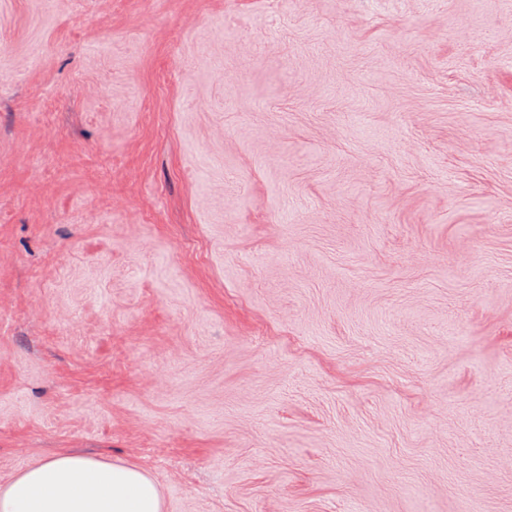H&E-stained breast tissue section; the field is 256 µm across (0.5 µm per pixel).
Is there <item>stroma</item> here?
<instances>
[{
    "mask_svg": "<svg viewBox=\"0 0 512 512\" xmlns=\"http://www.w3.org/2000/svg\"><path fill=\"white\" fill-rule=\"evenodd\" d=\"M512 512V0H0V485ZM162 491L144 469L61 451L0 486V512H164Z\"/></svg>",
    "mask_w": 512,
    "mask_h": 512,
    "instance_id": "obj_1",
    "label": "stroma"
}]
</instances>
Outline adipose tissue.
Returning a JSON list of instances; mask_svg holds the SVG:
<instances>
[{
  "instance_id": "1",
  "label": "adipose tissue",
  "mask_w": 512,
  "mask_h": 512,
  "mask_svg": "<svg viewBox=\"0 0 512 512\" xmlns=\"http://www.w3.org/2000/svg\"><path fill=\"white\" fill-rule=\"evenodd\" d=\"M144 469L61 451L0 486V512H164Z\"/></svg>"
}]
</instances>
